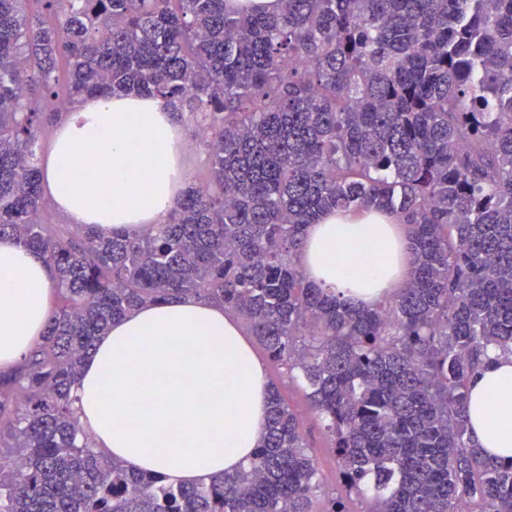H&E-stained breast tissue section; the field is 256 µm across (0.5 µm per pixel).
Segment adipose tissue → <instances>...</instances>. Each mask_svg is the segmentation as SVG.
<instances>
[{"label": "adipose tissue", "instance_id": "1", "mask_svg": "<svg viewBox=\"0 0 512 512\" xmlns=\"http://www.w3.org/2000/svg\"><path fill=\"white\" fill-rule=\"evenodd\" d=\"M185 133L169 99L77 102L41 163L42 186L72 223L101 234L164 223L184 183ZM406 236L393 215L332 212L309 225L300 267L316 284L373 304L402 285ZM52 279L44 258L0 238V368L46 329ZM268 380L222 306L182 296L146 304L99 336L72 388L97 451L133 471L189 486L249 463L266 426ZM475 443L512 456V355L489 351L471 381Z\"/></svg>", "mask_w": 512, "mask_h": 512}]
</instances>
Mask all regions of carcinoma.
<instances>
[{
  "label": "carcinoma",
  "mask_w": 512,
  "mask_h": 512,
  "mask_svg": "<svg viewBox=\"0 0 512 512\" xmlns=\"http://www.w3.org/2000/svg\"><path fill=\"white\" fill-rule=\"evenodd\" d=\"M280 2L0 0V237L44 257L55 294L0 371V512H352L276 386L254 457L220 478L173 487L95 450L70 398L84 357L178 295L301 379L359 512H512V459L468 415L488 349L512 355V0ZM61 58L72 100L160 95L202 127L209 179L165 223L41 224L31 144ZM346 210L406 229L408 278L372 305L298 263L307 226Z\"/></svg>",
  "instance_id": "obj_1"
}]
</instances>
